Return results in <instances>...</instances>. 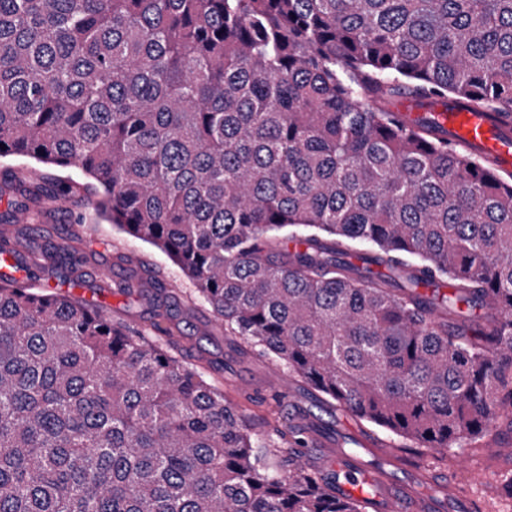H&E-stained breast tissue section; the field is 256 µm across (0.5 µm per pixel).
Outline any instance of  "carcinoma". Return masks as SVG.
Segmentation results:
<instances>
[{"label":"carcinoma","mask_w":512,"mask_h":512,"mask_svg":"<svg viewBox=\"0 0 512 512\" xmlns=\"http://www.w3.org/2000/svg\"><path fill=\"white\" fill-rule=\"evenodd\" d=\"M406 95L512 116V0H0V159L80 169L328 406L461 448L512 431V176ZM78 190L6 179L0 224ZM153 327L0 283V512H367Z\"/></svg>","instance_id":"1"}]
</instances>
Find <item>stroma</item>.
<instances>
[{"label":"stroma","mask_w":512,"mask_h":512,"mask_svg":"<svg viewBox=\"0 0 512 512\" xmlns=\"http://www.w3.org/2000/svg\"><path fill=\"white\" fill-rule=\"evenodd\" d=\"M19 240L26 253L52 243L87 253L88 264L75 272L46 259L38 271L41 280L56 285L59 294L91 301L114 320L147 334L159 313H169L174 353L223 392L225 401L245 417L253 437L277 442L288 434V407L274 398V381L286 376V369L250 341L225 331L168 257L99 219L93 197L83 189L65 201H44L39 217ZM353 425L379 435L404 459L405 467L395 471V479L410 480L413 464L425 459L436 480H454L457 498L467 500L472 512H512V491L504 485L512 475V463L494 453L500 442L497 433L430 455L363 420H354Z\"/></svg>","instance_id":"35a3bbf8"}]
</instances>
